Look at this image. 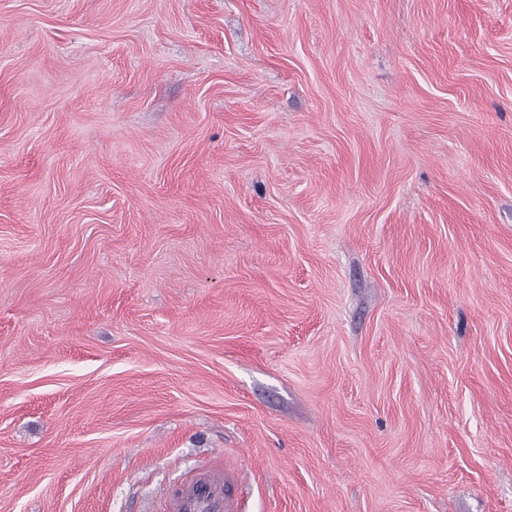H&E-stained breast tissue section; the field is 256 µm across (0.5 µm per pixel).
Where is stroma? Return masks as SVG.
Wrapping results in <instances>:
<instances>
[{
  "mask_svg": "<svg viewBox=\"0 0 512 512\" xmlns=\"http://www.w3.org/2000/svg\"><path fill=\"white\" fill-rule=\"evenodd\" d=\"M512 512V0H0V512ZM165 512H245L241 479L232 468L216 464L170 485Z\"/></svg>",
  "mask_w": 512,
  "mask_h": 512,
  "instance_id": "35a3bbf8",
  "label": "stroma"
}]
</instances>
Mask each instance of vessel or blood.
I'll return each mask as SVG.
<instances>
[{
    "label": "vessel or blood",
    "mask_w": 512,
    "mask_h": 512,
    "mask_svg": "<svg viewBox=\"0 0 512 512\" xmlns=\"http://www.w3.org/2000/svg\"><path fill=\"white\" fill-rule=\"evenodd\" d=\"M166 512H244L241 479L234 469L214 465L170 485Z\"/></svg>",
    "instance_id": "b4317fda"
}]
</instances>
